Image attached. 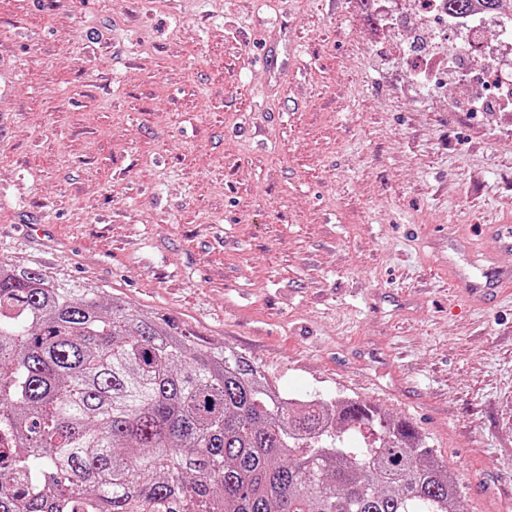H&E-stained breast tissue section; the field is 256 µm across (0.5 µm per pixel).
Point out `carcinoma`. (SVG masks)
<instances>
[{
  "instance_id": "1",
  "label": "carcinoma",
  "mask_w": 512,
  "mask_h": 512,
  "mask_svg": "<svg viewBox=\"0 0 512 512\" xmlns=\"http://www.w3.org/2000/svg\"><path fill=\"white\" fill-rule=\"evenodd\" d=\"M98 293L0 261V512H455L409 423Z\"/></svg>"
}]
</instances>
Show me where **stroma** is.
<instances>
[{
	"label": "stroma",
	"mask_w": 512,
	"mask_h": 512,
	"mask_svg": "<svg viewBox=\"0 0 512 512\" xmlns=\"http://www.w3.org/2000/svg\"><path fill=\"white\" fill-rule=\"evenodd\" d=\"M408 0H0V259L185 322L290 397L411 422L460 512H512V124L405 65ZM496 235H491L487 244L476 251L474 242L465 234L454 229L448 231V239L467 252H477L486 258H490L492 251L507 250L512 246L511 226L509 224H498ZM511 284V270L491 265L483 270L480 278L466 282L463 288L470 301L485 305L504 288H511Z\"/></svg>",
	"instance_id": "1"
}]
</instances>
